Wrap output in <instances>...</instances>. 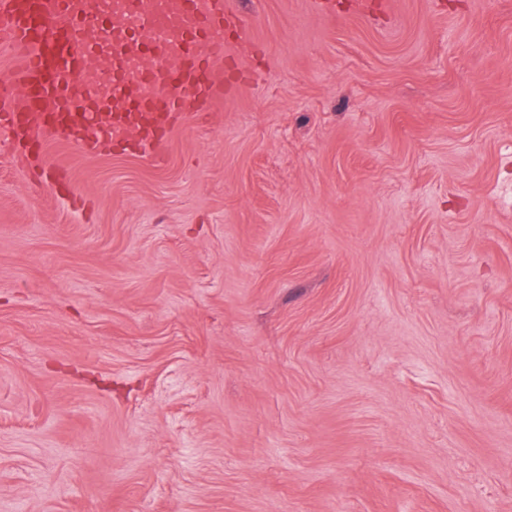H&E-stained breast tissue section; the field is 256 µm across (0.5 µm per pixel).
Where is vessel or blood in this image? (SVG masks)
Wrapping results in <instances>:
<instances>
[{
    "mask_svg": "<svg viewBox=\"0 0 512 512\" xmlns=\"http://www.w3.org/2000/svg\"><path fill=\"white\" fill-rule=\"evenodd\" d=\"M246 25L226 0H0V45L12 52V76L0 83V130L20 160L35 158V135H69L64 118L82 104L74 88L91 89L104 64L116 76L112 122L85 130L79 147L93 153L131 142L159 160L177 121L228 94L222 71Z\"/></svg>",
    "mask_w": 512,
    "mask_h": 512,
    "instance_id": "obj_1",
    "label": "vessel or blood"
}]
</instances>
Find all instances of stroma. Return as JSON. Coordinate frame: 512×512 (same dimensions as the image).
Here are the masks:
<instances>
[{
    "mask_svg": "<svg viewBox=\"0 0 512 512\" xmlns=\"http://www.w3.org/2000/svg\"><path fill=\"white\" fill-rule=\"evenodd\" d=\"M162 160L0 132V512H512V0H227Z\"/></svg>",
    "mask_w": 512,
    "mask_h": 512,
    "instance_id": "obj_1",
    "label": "stroma"
}]
</instances>
